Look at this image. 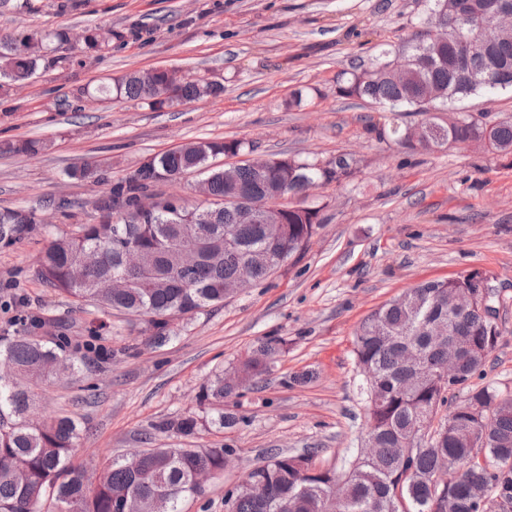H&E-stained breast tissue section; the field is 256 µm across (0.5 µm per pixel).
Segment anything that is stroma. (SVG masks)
I'll return each instance as SVG.
<instances>
[{"label": "stroma", "instance_id": "35a3bbf8", "mask_svg": "<svg viewBox=\"0 0 512 512\" xmlns=\"http://www.w3.org/2000/svg\"><path fill=\"white\" fill-rule=\"evenodd\" d=\"M428 0H0V36L109 26L124 44L93 56L69 45L66 63H43L27 85L0 91V140L37 138L35 156L0 155V210L23 207L34 231L0 244V336L12 310L39 336H66L87 367L78 381L38 387L46 411L81 430L74 460L87 467L145 445L235 448L232 466L183 512H224V495L268 454L315 453L339 468L364 437L366 394L354 334L373 309L424 280L479 270L497 292L499 337L477 385L512 392V167L482 150L413 152L368 127L413 126L393 112L336 93L349 65L400 49ZM173 67L223 85L215 98L154 112L136 102L101 103L84 88L125 73ZM311 101L289 107L297 89ZM221 138L255 155H346L353 175L288 204L318 212L308 246L270 279L241 289L176 334L150 341L145 319L81 305L55 294L33 269L56 236L100 221L97 205L147 156L189 141ZM101 163L97 181L69 178ZM264 336L287 340L258 387L224 402L240 416L230 429L191 438L157 435L151 423L196 407L200 385Z\"/></svg>", "mask_w": 512, "mask_h": 512}]
</instances>
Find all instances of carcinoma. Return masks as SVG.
I'll return each mask as SVG.
<instances>
[{
	"label": "carcinoma",
	"instance_id": "obj_1",
	"mask_svg": "<svg viewBox=\"0 0 512 512\" xmlns=\"http://www.w3.org/2000/svg\"><path fill=\"white\" fill-rule=\"evenodd\" d=\"M446 30L438 40L424 27L391 60L367 68L353 66L336 78V93L424 116L432 130L415 139L411 127L370 128L409 150L440 151L477 146L512 160V122L486 121L480 112L437 111L460 98L512 90V39L498 40L493 24L499 0H429ZM82 50L99 52L121 43L126 33L88 27ZM70 43L69 32L28 34L0 43V89L29 80L53 43ZM223 87L178 69H145L101 83L87 95L102 102L137 101L152 111L217 97ZM47 144L31 138L0 143V154L34 156ZM241 141L201 140L145 158L102 200V220L76 235L52 239L38 259L37 279L77 302L145 317L152 339L176 335L175 319L189 320L224 303L226 286L243 279L262 283L278 266L269 258H289L306 247L319 227L317 211L288 209V230L278 237L263 224H247L232 201L247 193L262 205L302 192L304 182L340 183L353 174L345 156L323 162L292 156L277 167L270 154L236 164L234 180L209 161L246 152ZM207 172L202 192L207 207L164 199L148 215L132 205L169 176ZM94 180L98 163L68 173ZM38 223L35 212L0 210V243L11 245ZM190 229L203 246L194 266L179 263L181 229ZM139 246L148 271L127 268L119 251ZM472 287L461 277L422 282L366 316L355 332V357L371 376L366 436L372 452L359 453L342 471L318 467L307 455L303 471L276 451L257 467L260 487L226 494L232 512H328L336 498L339 512H512V395L476 387L496 345V314L482 301L466 310L454 298ZM67 337L49 342L22 330L0 340V512H182V503L199 493L201 471L224 473V447L149 448L138 463L123 457L105 460L92 471L73 462L80 439L74 418L40 412L33 388L60 376L76 379L84 362L66 349ZM287 349L281 336H266L246 351L227 374L201 386L198 410L150 426L158 433L192 437L201 428H230L242 418L224 410V399L242 386L258 383ZM456 362L448 385L434 371L448 358Z\"/></svg>",
	"mask_w": 512,
	"mask_h": 512
}]
</instances>
